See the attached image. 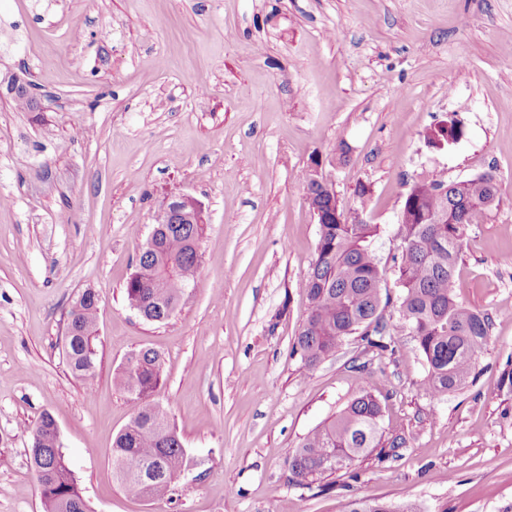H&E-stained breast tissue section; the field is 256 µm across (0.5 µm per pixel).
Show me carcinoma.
I'll list each match as a JSON object with an SVG mask.
<instances>
[{
	"label": "carcinoma",
	"instance_id": "1",
	"mask_svg": "<svg viewBox=\"0 0 512 512\" xmlns=\"http://www.w3.org/2000/svg\"><path fill=\"white\" fill-rule=\"evenodd\" d=\"M460 123L450 117L431 128L428 143L442 149L458 141ZM498 196L491 173L460 183L441 174L421 179L407 192L402 207L411 219L400 225L401 243L393 255L394 274L401 288L395 315L423 357L427 374L421 388L440 399L464 386L472 376L476 354L494 325L493 317L459 302L453 293L456 267L466 227L482 223ZM378 227L355 217L342 224L320 225L316 257L299 288L309 307L299 328L295 349L305 365L314 367L336 356L351 336L360 337L363 352L395 354L394 326L383 311V270L372 249ZM202 224H165L153 246L143 247L125 286L128 306L144 319L162 323L171 318L185 288L194 282L200 258L195 246ZM99 295L84 290L70 313L64 351L72 374L89 381L96 368ZM163 360L146 348L131 352L115 371L113 383L136 405L130 425L112 445V471L125 492L163 498L185 458L184 443L168 410L153 400L161 384ZM382 406L366 389H359L329 422L313 429L288 458L291 479L310 486L336 470L372 454L395 456L403 439L384 437ZM34 433L30 464L36 474L45 512H88L69 461L62 451L49 413ZM342 512H415L406 502L348 501Z\"/></svg>",
	"mask_w": 512,
	"mask_h": 512
}]
</instances>
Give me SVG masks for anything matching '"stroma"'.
Returning a JSON list of instances; mask_svg holds the SVG:
<instances>
[{"label": "stroma", "instance_id": "35a3bbf8", "mask_svg": "<svg viewBox=\"0 0 512 512\" xmlns=\"http://www.w3.org/2000/svg\"><path fill=\"white\" fill-rule=\"evenodd\" d=\"M108 38H101V30ZM80 40H73V33ZM512 0H0V512H43L31 425L50 413L91 512H341L351 499L418 512L512 504ZM36 84L34 106L10 81ZM462 128L437 150L426 132ZM346 159H339L340 147ZM379 227L391 274L402 201L420 177L494 174L499 201L467 228L454 278L495 324L470 382L441 399L396 331L395 355L356 371L349 338L306 368L293 346L299 288L320 226L310 166ZM202 206L201 264L171 319L130 309L126 281L166 199ZM100 299L91 384L63 355L68 312ZM153 348L187 454L170 497L128 495L112 474L135 410L112 377ZM365 388L397 457L337 470L328 492L295 485L288 458ZM461 134L460 123L455 118L450 117L431 128L427 132L426 138L432 147L442 149L456 143Z\"/></svg>", "mask_w": 512, "mask_h": 512}]
</instances>
